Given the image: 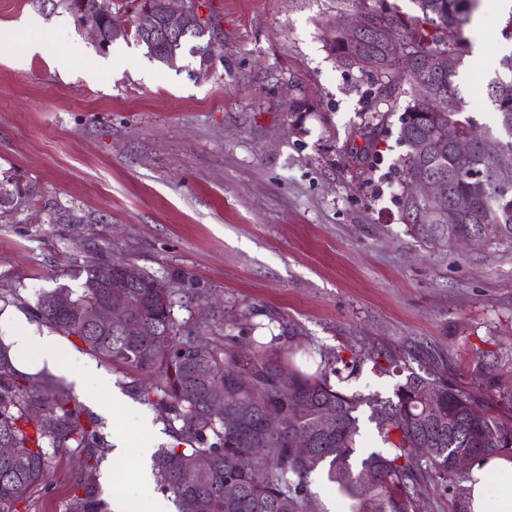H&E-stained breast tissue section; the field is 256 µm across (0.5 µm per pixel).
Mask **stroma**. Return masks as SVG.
<instances>
[{"mask_svg":"<svg viewBox=\"0 0 512 512\" xmlns=\"http://www.w3.org/2000/svg\"><path fill=\"white\" fill-rule=\"evenodd\" d=\"M214 61L168 68L135 40L100 49L63 0H0V28L25 15L42 23L45 50L24 55L30 33L0 45V178L31 188L0 211V293L19 292L30 312L43 291L80 290L84 268L120 259L178 279L189 304L179 320L246 329L254 310L294 329L312 371L320 355L358 357L348 392L392 396L410 373L453 379L512 408V249L434 248L408 234L391 171L407 100L377 104L365 75L331 56L323 32L377 0H204ZM508 19L489 0L462 34L465 51L506 50ZM315 106L303 133L288 103ZM383 128L363 136L366 113ZM374 140L366 169L351 153ZM392 355L381 369L372 355ZM156 413L127 397L99 416L105 500L153 512L162 493L140 479L167 431L147 432ZM80 464L58 454L18 512H65Z\"/></svg>","mask_w":512,"mask_h":512,"instance_id":"1","label":"stroma"}]
</instances>
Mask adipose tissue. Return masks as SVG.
Returning <instances> with one entry per match:
<instances>
[{
	"mask_svg": "<svg viewBox=\"0 0 512 512\" xmlns=\"http://www.w3.org/2000/svg\"><path fill=\"white\" fill-rule=\"evenodd\" d=\"M0 323L8 331L16 355V367L30 372V356L66 377L78 389L96 381L100 389L110 390L111 383L94 365H74L72 353L65 341L48 328H37L16 308L0 313ZM469 512H512V457L490 454L473 462L465 482Z\"/></svg>",
	"mask_w": 512,
	"mask_h": 512,
	"instance_id": "obj_1",
	"label": "adipose tissue"
}]
</instances>
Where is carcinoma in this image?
<instances>
[{
  "mask_svg": "<svg viewBox=\"0 0 512 512\" xmlns=\"http://www.w3.org/2000/svg\"><path fill=\"white\" fill-rule=\"evenodd\" d=\"M68 9L85 3L94 9L99 25L110 29V9L105 0H64ZM421 15L406 21L388 8L375 18L373 28L350 35L336 32L325 42L327 51L341 64L358 68L378 94L390 102L405 95L407 105L400 119L398 141L405 147L401 161L399 204L407 230L434 247L450 248L478 234L487 246L512 247V191L499 189L497 157L512 153V66L488 84L495 106L492 124L483 125L485 138L471 152L460 155L448 142V127L466 136L475 119L465 115L466 101L456 78L464 66L458 50L463 28L479 7V0H416ZM135 26L132 37L146 54L168 65V43L159 40L163 27L157 0H133ZM194 23L178 47L182 54L210 63V38ZM447 58H442V54ZM426 79L437 97L421 101L417 82ZM312 104L297 97L288 106L292 126L302 130ZM419 176L443 183L445 206L432 218L418 220L423 204L407 197L411 181ZM29 195V187L0 181V209L15 198ZM469 208L456 210L457 201ZM123 262L86 266L79 292L58 286L43 293L33 316L59 334L80 341L84 350L131 373L152 377L149 385L135 379L129 393L150 405L165 425L172 443L152 456V471L160 490L169 495L177 512H317L311 475L326 473L348 499L349 512H413L419 476L433 474L448 483L456 512H468L467 472L450 467L461 448L473 458L498 453L512 455V413L498 410L490 395L476 396L451 382L437 380L438 397L425 398L421 383L430 378L410 373L393 396L348 393L331 383L334 375L344 382L337 364L349 366L341 356L321 358L316 371L303 370L294 361L298 343L293 332L250 338L242 352L236 337H210L209 326L178 320L174 307L183 299L177 282L141 272L129 295L136 302L131 320L140 335L127 336L120 329L89 334L82 325L83 312L105 299L95 284L107 274H117ZM68 307L54 306L59 293ZM288 369V381L281 371ZM246 378L241 388L235 379ZM265 395L263 409L279 413L285 431L270 439L261 453H253L261 411L253 410L240 427L212 411L215 401L229 411L245 402L251 392ZM368 407L382 448L370 451L359 462L352 460L360 433V410ZM324 407L336 411V430L321 436L314 421ZM311 441L312 457L305 459L292 448V437ZM11 448L0 455V512H17L28 490L38 484L61 449H73L82 459L81 479L74 487L66 512H108L96 479L105 440L98 423L83 417L75 400L57 380L42 369L35 374L18 371L10 345L0 338V445ZM441 449L439 456L423 460L416 449ZM209 460L205 469L198 466Z\"/></svg>",
  "mask_w": 512,
  "mask_h": 512,
  "instance_id": "carcinoma-1",
  "label": "carcinoma"
}]
</instances>
